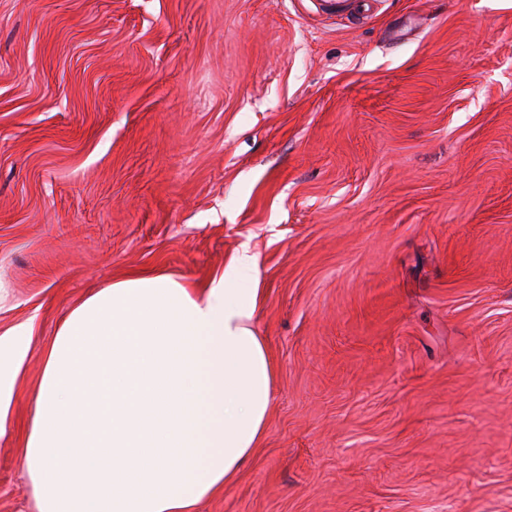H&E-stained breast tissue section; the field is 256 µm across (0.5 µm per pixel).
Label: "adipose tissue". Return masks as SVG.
<instances>
[{
  "label": "adipose tissue",
  "instance_id": "obj_1",
  "mask_svg": "<svg viewBox=\"0 0 512 512\" xmlns=\"http://www.w3.org/2000/svg\"><path fill=\"white\" fill-rule=\"evenodd\" d=\"M258 259L204 287L166 273L85 297L44 354L24 448L33 512H198L263 442L276 367L256 318ZM31 323L0 335V432Z\"/></svg>",
  "mask_w": 512,
  "mask_h": 512
}]
</instances>
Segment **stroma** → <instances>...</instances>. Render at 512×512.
<instances>
[{
  "label": "stroma",
  "mask_w": 512,
  "mask_h": 512,
  "mask_svg": "<svg viewBox=\"0 0 512 512\" xmlns=\"http://www.w3.org/2000/svg\"><path fill=\"white\" fill-rule=\"evenodd\" d=\"M278 368L200 512H512V0H0V334L241 244Z\"/></svg>",
  "instance_id": "obj_1"
}]
</instances>
